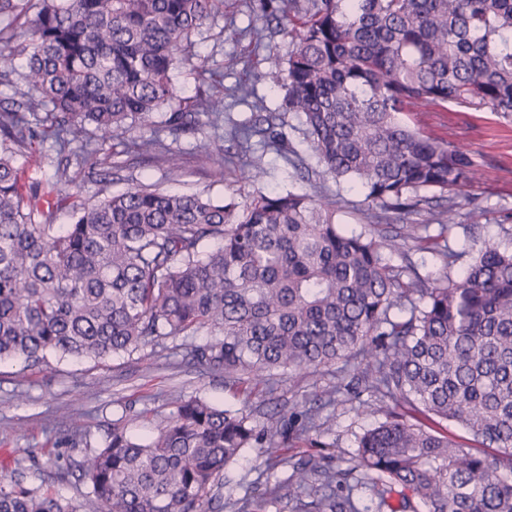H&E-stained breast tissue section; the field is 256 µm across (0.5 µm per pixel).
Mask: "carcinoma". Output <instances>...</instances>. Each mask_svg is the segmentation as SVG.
<instances>
[{"label":"carcinoma","mask_w":512,"mask_h":512,"mask_svg":"<svg viewBox=\"0 0 512 512\" xmlns=\"http://www.w3.org/2000/svg\"><path fill=\"white\" fill-rule=\"evenodd\" d=\"M291 40L267 77L284 90L282 112L232 129L245 153L294 156L310 192L260 193L244 205L139 184L70 205L56 224L71 161L108 181L133 146L178 168L161 134L207 117L203 144L224 154V83L181 105L177 61L200 77L192 36L224 13V0H0V86L18 98L0 107V361L32 365L49 352L103 359L173 336H207L182 359L224 373L225 383L267 384L274 372L362 367L357 387L391 404L358 438L359 465L401 487L403 512H512V249L485 241L461 274V253L422 235L435 220L458 223L464 189L479 179L462 146L402 124L401 112L453 103L512 118V0H256ZM26 56L22 71L15 54ZM296 114L304 152L285 112ZM45 116H40V113ZM157 112L164 127L128 145L125 134ZM54 142L57 163L25 182L17 156ZM116 141L97 169L99 144ZM317 167L306 163V156ZM353 180L402 233L348 235L336 222L343 198L323 178ZM431 250L442 274L426 282L406 243ZM409 302L408 315L392 317ZM260 431L248 415L199 398L182 400L147 442L113 425L86 457L90 494L106 512H220L210 490L246 448L274 456L277 438L318 427ZM467 428L485 447L460 444L439 421ZM318 483L309 487L311 476ZM288 492L302 512H361L341 474L309 458ZM0 512H76L55 494L0 479Z\"/></svg>","instance_id":"1"}]
</instances>
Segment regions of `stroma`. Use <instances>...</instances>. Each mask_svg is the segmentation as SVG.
Listing matches in <instances>:
<instances>
[{"label": "stroma", "mask_w": 512, "mask_h": 512, "mask_svg": "<svg viewBox=\"0 0 512 512\" xmlns=\"http://www.w3.org/2000/svg\"><path fill=\"white\" fill-rule=\"evenodd\" d=\"M252 5L253 0H225L223 18L193 36L200 61L224 75V125L228 128L261 120L264 111L277 110L282 103V92L270 86L266 64L254 56L249 32L264 21ZM242 78L249 79L262 107L235 101L233 89ZM402 119L428 136L462 145L481 166L483 180L470 190L481 214L463 218L445 233L462 261H469L487 239L511 245L512 119L453 105L406 112ZM205 136V131L197 129L166 136V144L180 156L178 172H170L166 164L149 156L131 153L109 184L79 177L68 192L76 199L96 201L142 181L164 191L231 197L242 204L260 192L309 190V182L292 164L271 153L262 159L265 173L258 181L242 179L253 155L224 160L205 155L200 149ZM175 343L171 337L161 347L149 345L130 355L99 360L51 354L34 366L20 359L1 362L0 477L22 474L27 486L51 490L79 512H100L75 464L106 446L113 424L135 436L152 435L173 414L177 400L199 397L242 410L258 428H276L295 407L313 405L317 398L331 394L335 401L319 410L317 429L289 439L279 450L277 465H269L262 449L250 448L225 467L219 483L224 512H234L233 501L253 486L288 482L292 462L303 456L347 473L349 483L359 484V496L371 498L370 478L355 467L353 458L359 436L384 420L386 407L366 393L358 398L343 393L348 376L339 366L275 377L270 390L249 397L225 385L223 375L178 363L169 351ZM64 467L71 470L68 479L57 480V471Z\"/></svg>", "instance_id": "1"}]
</instances>
